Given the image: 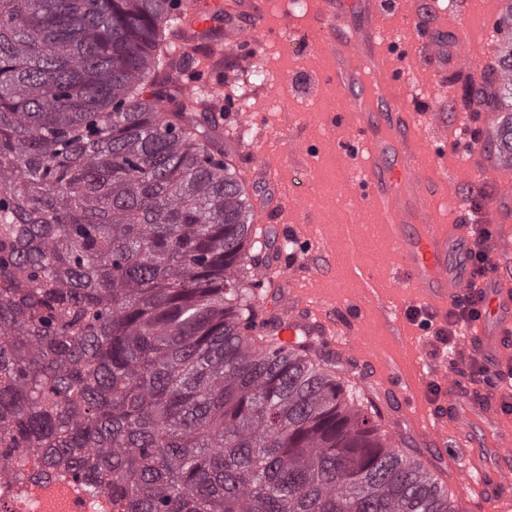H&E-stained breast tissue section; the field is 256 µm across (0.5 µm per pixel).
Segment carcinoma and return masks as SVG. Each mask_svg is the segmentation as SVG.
<instances>
[{
    "mask_svg": "<svg viewBox=\"0 0 512 512\" xmlns=\"http://www.w3.org/2000/svg\"><path fill=\"white\" fill-rule=\"evenodd\" d=\"M189 0H0V469L28 453L122 512H460L326 344L264 332L225 112ZM471 112L512 162V5Z\"/></svg>",
    "mask_w": 512,
    "mask_h": 512,
    "instance_id": "1",
    "label": "carcinoma"
}]
</instances>
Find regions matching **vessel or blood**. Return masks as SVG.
Listing matches in <instances>:
<instances>
[{"label":"vessel or blood","mask_w":512,"mask_h":512,"mask_svg":"<svg viewBox=\"0 0 512 512\" xmlns=\"http://www.w3.org/2000/svg\"><path fill=\"white\" fill-rule=\"evenodd\" d=\"M252 17L253 35L274 37L266 23L269 0H246ZM308 30L322 56L321 83L329 85L342 102L340 110L324 114L329 126L347 125L350 135L340 143L341 154L359 159L358 168H346L337 195L359 196L362 205L348 224H362L365 213H375L388 234L414 298L438 310L447 309L467 293L468 270L454 266L451 250L467 245L464 225L455 223L460 201L455 183L423 157L434 145L447 141L448 124L438 112H415L408 105L413 85L407 67L398 63L401 51L392 33L391 21L401 17L409 29H417L409 0H312ZM443 26L454 30L461 42L463 67L479 76L491 62L482 42L468 40L460 15L445 11ZM478 172L491 171L496 198L485 223L499 227L496 244L503 254L512 253V167L491 165L479 152L469 157ZM276 214L308 210L301 194L272 199ZM315 264L304 269L275 268L281 292L260 301L259 307L272 319V333L283 344L298 336H331L336 319L327 302L304 296L297 283L315 275ZM487 319L470 332L469 351L495 363L512 358V279L489 281L484 290ZM448 391L444 406L417 407L422 391L420 379H396L410 415L420 433L442 447L455 438L464 453L453 471L455 481L488 503L492 512H512V421L500 409L503 396L495 390L473 389L461 379L439 370L435 373Z\"/></svg>","instance_id":"b4317fda"}]
</instances>
